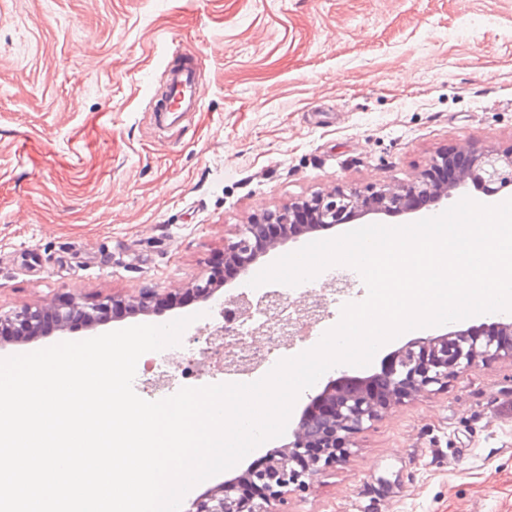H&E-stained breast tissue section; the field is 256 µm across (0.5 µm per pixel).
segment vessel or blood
Segmentation results:
<instances>
[{"label":"vessel or blood","instance_id":"obj_1","mask_svg":"<svg viewBox=\"0 0 512 512\" xmlns=\"http://www.w3.org/2000/svg\"><path fill=\"white\" fill-rule=\"evenodd\" d=\"M202 107V94L197 79V59L191 53H180L178 64L167 67L158 109L165 118H177L183 112H197Z\"/></svg>","mask_w":512,"mask_h":512}]
</instances>
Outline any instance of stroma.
Listing matches in <instances>:
<instances>
[{"label": "stroma", "instance_id": "obj_1", "mask_svg": "<svg viewBox=\"0 0 512 512\" xmlns=\"http://www.w3.org/2000/svg\"><path fill=\"white\" fill-rule=\"evenodd\" d=\"M179 49L203 108L160 127ZM461 145L512 148V0H0V310L185 287L255 215ZM189 315L221 320L195 303L0 358ZM348 452L288 512H512V358L404 399Z\"/></svg>", "mask_w": 512, "mask_h": 512}]
</instances>
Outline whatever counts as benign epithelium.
Here are the masks:
<instances>
[{"label":"benign epithelium","mask_w":512,"mask_h":512,"mask_svg":"<svg viewBox=\"0 0 512 512\" xmlns=\"http://www.w3.org/2000/svg\"><path fill=\"white\" fill-rule=\"evenodd\" d=\"M467 184L486 195L511 188L512 149L486 150L471 156L464 149L444 150L432 159L429 169L405 183L363 190L337 186L264 212L251 223L239 225L235 238L224 244V264L234 266L236 274L243 277L261 258L303 234L334 228L354 216L410 213L415 210V199L426 197L440 202ZM222 286L221 272L213 268L207 277L175 291L161 293L146 288L128 298L114 295L96 302L73 294L66 302L53 306L55 330L91 328L104 320L114 305L149 314L179 304L186 296L208 301ZM284 311L280 295L272 291L255 302L244 293L229 294L220 303V315L238 316L249 323L248 328L222 345L216 344L214 334L207 335L200 328L189 341L205 340L206 351L221 372L253 371L261 365V359L249 355L254 344L277 326L292 337L306 335L312 321L325 318L326 307L321 299L314 300L307 294L296 317H285ZM43 315L44 309L29 307L0 313V335L4 327L17 326L24 329L23 335L36 337ZM481 330L480 326L471 327L409 342L392 354L381 372L365 380H329L319 394L309 397L291 439L270 453L262 467H249L241 475L210 488L190 501L185 512H274V505L287 506L288 494L305 491L323 470L347 463L351 435L362 430L365 423L378 420L401 398L426 393L432 385L443 386L448 377L466 372L480 360L512 358V321L496 323L487 338L481 337ZM244 481L262 488L263 495H241L239 485Z\"/></svg>","instance_id":"7a95c632"}]
</instances>
